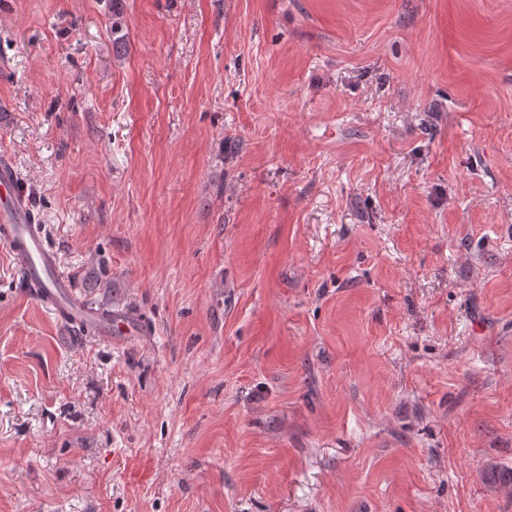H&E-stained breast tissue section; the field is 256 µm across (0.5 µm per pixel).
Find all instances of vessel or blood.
I'll return each instance as SVG.
<instances>
[{"label":"vessel or blood","mask_w":512,"mask_h":512,"mask_svg":"<svg viewBox=\"0 0 512 512\" xmlns=\"http://www.w3.org/2000/svg\"><path fill=\"white\" fill-rule=\"evenodd\" d=\"M0 247L5 248L24 281L41 282L38 297L76 328L98 326L99 313L85 308L74 295L72 281L59 270L56 253L29 222V199L10 162H0Z\"/></svg>","instance_id":"b4317fda"}]
</instances>
